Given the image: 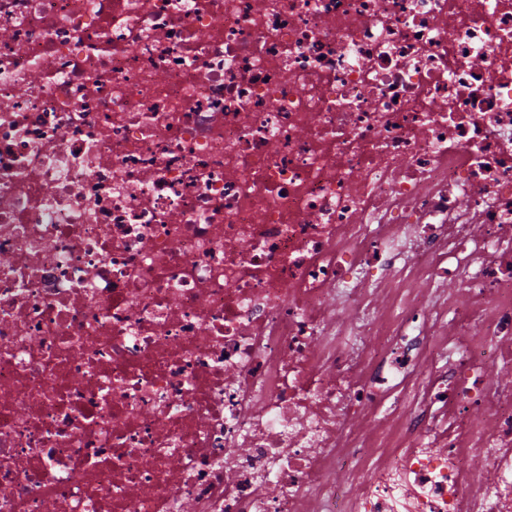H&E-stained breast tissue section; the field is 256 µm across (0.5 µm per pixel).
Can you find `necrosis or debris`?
I'll list each match as a JSON object with an SVG mask.
<instances>
[{"mask_svg":"<svg viewBox=\"0 0 512 512\" xmlns=\"http://www.w3.org/2000/svg\"><path fill=\"white\" fill-rule=\"evenodd\" d=\"M491 363L512 0H0V512H512Z\"/></svg>","mask_w":512,"mask_h":512,"instance_id":"necrosis-or-debris-1","label":"necrosis or debris"}]
</instances>
